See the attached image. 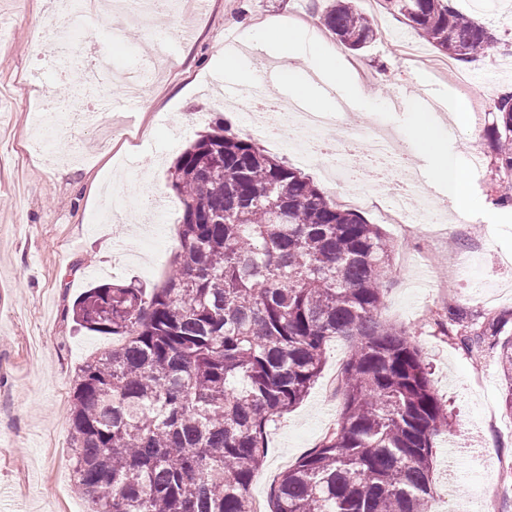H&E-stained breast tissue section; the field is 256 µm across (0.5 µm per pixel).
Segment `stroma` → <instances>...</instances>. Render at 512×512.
Wrapping results in <instances>:
<instances>
[{
  "mask_svg": "<svg viewBox=\"0 0 512 512\" xmlns=\"http://www.w3.org/2000/svg\"><path fill=\"white\" fill-rule=\"evenodd\" d=\"M357 3L386 31L364 49L346 52L361 89L355 110L330 126L329 134L339 138L348 128L371 125L395 131L412 164L428 170L432 162L413 145L412 124L424 110V95L433 94L440 106L433 118L447 134L449 155L464 167L471 155L482 158L469 185L473 208L455 215L444 191L431 184L437 208L454 218L451 233L403 239L376 209L387 198L382 188L369 182L352 187L301 162L295 146L271 140L258 146L299 170L331 204L379 226L393 257L382 284L381 317L408 330L452 423L435 440V493L463 501L487 486L491 492L477 512H512V478L494 466L512 459V410L505 406L499 347L485 334L498 319L502 337L512 336V207L496 202L503 175L486 143L494 103L512 90V80L487 79L512 67V0H456L459 11L480 16L504 44L492 56L456 64L451 74L436 68L443 55L385 13L378 0ZM324 7L325 0H206L191 18L190 38L175 33L157 43L149 39V24L158 14L144 5H137L130 30L116 29L117 12L87 14V29L111 36L117 45L112 63L130 77L145 74L158 51L169 55L164 73L142 86L136 109L119 105L100 114L101 96L80 80L89 58L70 55L65 46L47 53L49 37L65 26L66 14L51 22L50 0H0V16L9 26L0 42V88L13 91L0 103V512H90L72 476L71 392L86 359L110 349L113 339L80 329L66 310L91 285L131 282L150 289L156 280L147 265L171 269L179 240L166 228L179 226L182 217L171 167L215 119H226L233 133L242 131L240 81L224 73L225 49L238 50L252 68L307 74L305 59L269 57L244 35L282 18L335 47V35L319 21ZM458 98L480 109L482 120L455 126L447 107ZM68 107L81 108L84 119L58 132L49 155L27 157L38 137L36 109L60 113ZM357 191L368 194L370 203L353 202ZM428 251L435 255L430 269L422 263ZM442 287L448 290L444 299L437 294ZM479 333L484 341H476ZM348 354L346 342L331 341L308 396L270 424L268 453L250 488L253 500L268 503L274 482L336 422L339 402L327 384ZM476 432L483 466L464 468L449 484V446Z\"/></svg>",
  "mask_w": 512,
  "mask_h": 512,
  "instance_id": "1",
  "label": "stroma"
}]
</instances>
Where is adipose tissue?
Masks as SVG:
<instances>
[{
    "label": "adipose tissue",
    "mask_w": 512,
    "mask_h": 512,
    "mask_svg": "<svg viewBox=\"0 0 512 512\" xmlns=\"http://www.w3.org/2000/svg\"><path fill=\"white\" fill-rule=\"evenodd\" d=\"M256 38L270 53L279 57L307 58L316 78L292 85L289 89L291 102L310 107L315 112H332L336 109L337 99L349 101L354 98L357 78L346 67L343 54L327 48L312 38L306 30L276 21L257 32ZM321 80L329 83L337 91V98L333 99L320 93L317 83ZM414 139L420 150L432 156V176L447 189L455 210L460 213L468 211L473 205L468 194L473 173L449 159L448 151L442 144V131L428 114H418L414 123Z\"/></svg>",
    "instance_id": "ef3b65f1"
}]
</instances>
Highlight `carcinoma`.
<instances>
[{
	"mask_svg": "<svg viewBox=\"0 0 512 512\" xmlns=\"http://www.w3.org/2000/svg\"><path fill=\"white\" fill-rule=\"evenodd\" d=\"M441 54L498 50L453 0H379ZM324 26L359 50L377 34L356 0ZM487 136L512 175V92ZM180 251L151 291L100 283L75 322L118 336L80 369L70 408L75 486L93 512H254L267 427L309 393L333 338L350 343L336 427L273 485L270 512H432L434 440L448 412L404 327L379 319L391 247L300 172L223 121L174 163ZM500 362L512 410V337Z\"/></svg>",
	"mask_w": 512,
	"mask_h": 512,
	"instance_id": "obj_1",
	"label": "carcinoma"
}]
</instances>
